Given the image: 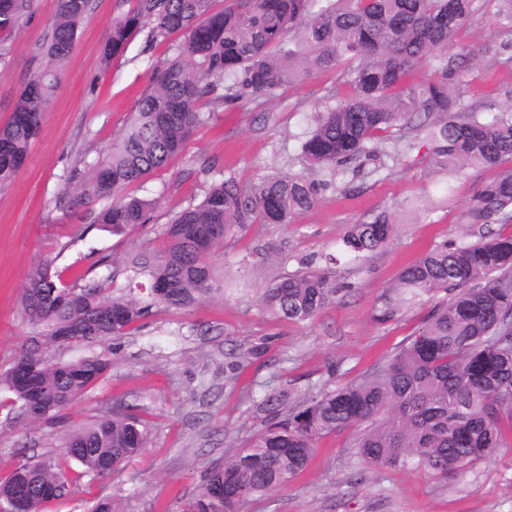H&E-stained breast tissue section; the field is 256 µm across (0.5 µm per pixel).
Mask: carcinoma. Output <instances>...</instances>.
<instances>
[{"label": "carcinoma", "instance_id": "carcinoma-1", "mask_svg": "<svg viewBox=\"0 0 512 512\" xmlns=\"http://www.w3.org/2000/svg\"><path fill=\"white\" fill-rule=\"evenodd\" d=\"M132 0L112 18L104 62L125 53L140 31L149 40H180L175 57L156 74L124 131L105 154L74 176L70 208L89 210L94 223L125 236L150 223L156 197L125 189L178 159L193 132L226 106L271 98L317 72H342L349 95L314 113L301 157L320 180L265 177L242 183L229 175L211 181L198 204L177 212L161 249L141 258L137 273L150 301L108 295L97 287H63L48 263L33 265L21 289V318L29 327L24 347L0 375V388L24 407L39 408L37 422L70 406L107 369L99 357L61 363L50 352L120 337L157 305L188 309L212 291L209 257L248 224L288 225L312 209L319 190L336 173L375 168L398 153L383 144L403 138L432 146L431 164L445 182L468 167L496 169L466 213L469 224L512 221V108L462 104L456 88L470 62L458 34L494 8L505 42H512V0ZM34 8V0H0V35L9 36ZM95 0H57L46 46L47 63L20 91L9 120L0 125V187L23 167L68 65L78 30ZM431 66L421 81L417 68ZM395 231L385 212L350 224L340 252L362 262L385 249ZM302 260L301 267L270 283L261 295L273 315L313 320L332 303L336 256ZM438 304L417 335L386 364L334 390L304 400L286 413L266 393L259 405L272 414L248 445L212 466L201 492L182 512H240L255 497L283 488L306 469L316 441L346 429L357 431L354 448L367 463L413 464L441 478L492 457L512 441V236L477 244H443L405 266L393 294L381 298L377 318L391 319L401 303ZM70 336L56 341L59 331ZM35 369L20 381L17 368ZM147 431L135 418L115 412L78 428L60 457L19 464L0 481V499L28 487L26 512H48L69 498V462L105 479L146 447Z\"/></svg>", "mask_w": 512, "mask_h": 512}]
</instances>
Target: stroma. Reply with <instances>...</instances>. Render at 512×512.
Instances as JSON below:
<instances>
[{"label": "stroma", "mask_w": 512, "mask_h": 512, "mask_svg": "<svg viewBox=\"0 0 512 512\" xmlns=\"http://www.w3.org/2000/svg\"><path fill=\"white\" fill-rule=\"evenodd\" d=\"M130 6V0H96L25 166L0 189V372L28 334L18 309L32 264L51 261L65 286L79 279L109 294L129 293L138 282L133 259L162 244L171 216L199 202L209 179H311L300 159L310 116L330 97L347 93L338 72L325 71L261 104L224 109L218 120L195 131L180 158L140 187L143 195L163 193L151 224L125 237L110 235L89 213L71 212L66 186L122 133L174 53L172 43L150 42L143 31L122 56L104 62L107 26ZM55 11L56 0H35L32 14L0 43V124L25 81L46 62ZM457 40L474 53L460 77L464 104H505L512 63L490 73L485 59L512 56V48L503 47L491 16L474 21ZM430 159L429 143L417 140L373 174H340L335 186L320 191L317 205L291 224H253L227 238L211 259L213 290L193 308H155L119 339L56 350L57 361L98 356L108 368L47 421L30 422L0 393V480L21 455L52 454L74 429L121 410L145 424L144 451L105 480L71 466L76 492L52 503L49 512H87L101 498L111 499L114 512H178L200 493L210 464L244 448L260 427L266 413L256 407L254 393L281 392L293 406L384 365L421 330L433 308L429 302L403 304L392 319L378 320L379 299L400 271L447 241L512 235V221H466L493 171L468 168L445 194ZM204 162L210 173L200 172ZM382 211L396 226L390 244L361 264L338 258L332 266L336 299L314 320L298 323L265 311V286L310 255L334 252L347 225ZM230 358L239 368L228 377L224 363ZM354 438V431L345 430L320 439L306 470L242 512H512V447L441 479L411 466L369 465L358 457Z\"/></svg>", "instance_id": "35a3bbf8"}]
</instances>
